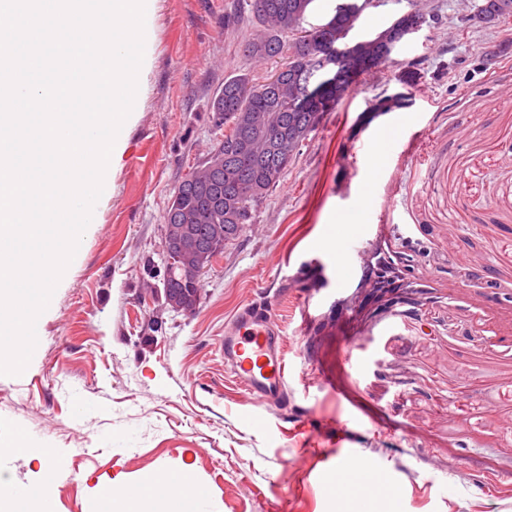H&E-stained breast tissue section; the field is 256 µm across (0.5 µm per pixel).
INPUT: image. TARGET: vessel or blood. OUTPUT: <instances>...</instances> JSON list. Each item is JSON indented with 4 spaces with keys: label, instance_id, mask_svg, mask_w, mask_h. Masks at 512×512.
Returning <instances> with one entry per match:
<instances>
[{
    "label": "vessel or blood",
    "instance_id": "vessel-or-blood-1",
    "mask_svg": "<svg viewBox=\"0 0 512 512\" xmlns=\"http://www.w3.org/2000/svg\"><path fill=\"white\" fill-rule=\"evenodd\" d=\"M224 359L236 382L258 405L276 403L282 396L288 364L280 336L270 319L252 307H244L224 330ZM351 419L339 418L331 425L336 435V452L321 478L326 487L344 492L359 483L363 467L355 447Z\"/></svg>",
    "mask_w": 512,
    "mask_h": 512
}]
</instances>
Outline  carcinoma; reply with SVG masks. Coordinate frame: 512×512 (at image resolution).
Instances as JSON below:
<instances>
[{
	"label": "carcinoma",
	"instance_id": "cac0c4a2",
	"mask_svg": "<svg viewBox=\"0 0 512 512\" xmlns=\"http://www.w3.org/2000/svg\"><path fill=\"white\" fill-rule=\"evenodd\" d=\"M314 0H250V13L260 33L245 41L246 57L272 59L274 57L300 59L306 46L295 35L305 21ZM359 16L343 17L336 24L335 48L346 44L343 32L354 28ZM336 65L331 81L316 100L307 99L298 85L305 82L306 74L299 69L288 72V85L279 93L264 91L262 82H255L248 73L224 79V87L212 102V111L220 124H232L248 129L254 123L286 124L288 130L301 127L312 112L331 110L351 90L358 78L380 67L381 48L374 39L354 42ZM216 145L224 150V210L211 208L208 187L217 177H208L204 165L195 167L175 189L170 205L175 209L199 217L200 224H230L229 213L237 223L245 224L251 210L277 186L286 169L271 167L256 155L240 157L234 146L219 140Z\"/></svg>",
	"mask_w": 512,
	"mask_h": 512
}]
</instances>
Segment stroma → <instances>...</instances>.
I'll list each match as a JSON object with an SVG mask.
<instances>
[{"mask_svg": "<svg viewBox=\"0 0 512 512\" xmlns=\"http://www.w3.org/2000/svg\"><path fill=\"white\" fill-rule=\"evenodd\" d=\"M479 0L434 14L323 113L278 185L200 279L195 313L167 308L162 227L186 173L224 131L226 75L262 78L244 0H158L152 64L93 224L36 323L19 376L0 375V494L42 485L88 512L97 480L185 473L212 512H512V20ZM235 27L225 28L226 15ZM398 108L372 112L383 96ZM392 141L377 183L366 145ZM369 194L371 209L356 203ZM357 234L345 281L314 241ZM411 268L393 310L363 296L374 249ZM268 311L283 342V404L255 406L224 364V326ZM357 420L367 489L314 483L300 426Z\"/></svg>", "mask_w": 512, "mask_h": 512, "instance_id": "stroma-1", "label": "stroma"}]
</instances>
